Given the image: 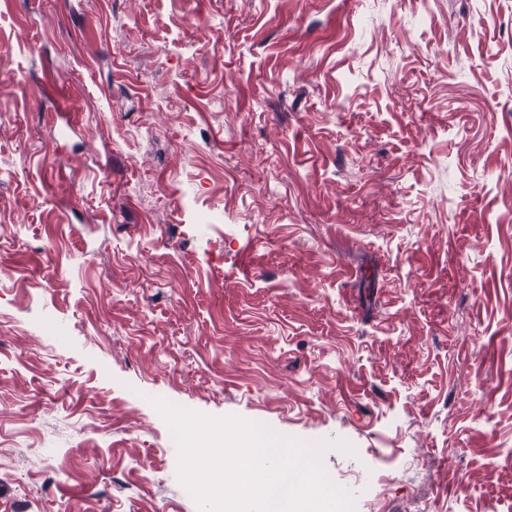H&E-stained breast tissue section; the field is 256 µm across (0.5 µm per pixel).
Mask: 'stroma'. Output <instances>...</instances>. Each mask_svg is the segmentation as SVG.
I'll return each instance as SVG.
<instances>
[{"label":"stroma","mask_w":512,"mask_h":512,"mask_svg":"<svg viewBox=\"0 0 512 512\" xmlns=\"http://www.w3.org/2000/svg\"><path fill=\"white\" fill-rule=\"evenodd\" d=\"M156 398L512 512V0H0V512H198Z\"/></svg>","instance_id":"stroma-1"}]
</instances>
